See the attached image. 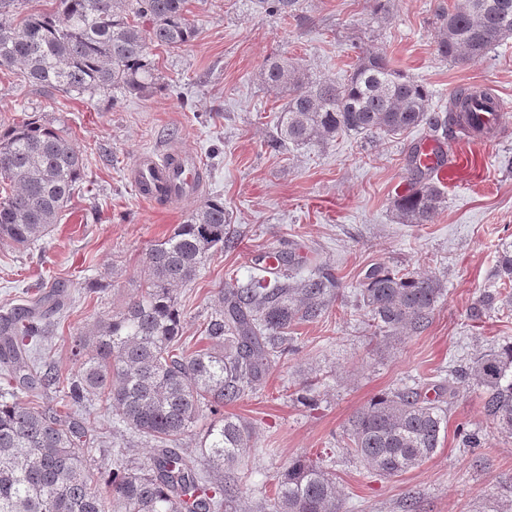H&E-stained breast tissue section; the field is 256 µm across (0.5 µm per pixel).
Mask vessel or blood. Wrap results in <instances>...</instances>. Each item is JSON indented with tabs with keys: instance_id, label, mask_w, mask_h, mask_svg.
I'll use <instances>...</instances> for the list:
<instances>
[{
	"instance_id": "vessel-or-blood-1",
	"label": "vessel or blood",
	"mask_w": 512,
	"mask_h": 512,
	"mask_svg": "<svg viewBox=\"0 0 512 512\" xmlns=\"http://www.w3.org/2000/svg\"><path fill=\"white\" fill-rule=\"evenodd\" d=\"M506 106L499 95L488 94L477 99L470 111L462 117L463 137L475 148L494 142L496 133L504 124ZM472 157L459 153L454 161L442 164L437 158V147L430 142L419 146L418 162L421 168L431 170L438 182L453 181L456 174L469 171ZM204 172L200 164L188 153L170 149L162 153L142 154L129 169V178L139 196L154 200L155 190L165 187L169 205L197 195L203 187Z\"/></svg>"
}]
</instances>
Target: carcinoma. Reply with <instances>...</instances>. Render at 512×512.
<instances>
[{
	"label": "carcinoma",
	"instance_id": "obj_1",
	"mask_svg": "<svg viewBox=\"0 0 512 512\" xmlns=\"http://www.w3.org/2000/svg\"><path fill=\"white\" fill-rule=\"evenodd\" d=\"M57 10L0 22V70L21 71L36 86L64 94L121 89L142 95L159 87L150 48H178L198 31L187 0H58ZM282 18H296L298 0H264ZM150 22L149 29L129 15ZM438 55L450 61L485 57L512 38V0H460L438 14ZM264 83L283 100L268 147L279 151L341 134L400 135L428 125L450 138L460 126L454 109L430 111L427 88L385 56L364 52L342 85L311 79L286 57L269 61ZM83 154L62 131L38 119L0 128V244L27 247L44 237L85 179ZM408 193L394 201L407 224H429L443 208L439 184L413 167ZM230 242L224 203L207 200L148 249L145 288L117 312L69 338L79 370L64 380L34 354L51 335V317L66 304L58 288L46 310L19 308L0 316V512H239L243 450L253 429L224 414V405L254 389L286 353L288 330L321 316L336 282L300 279L281 258L271 275L220 291V306L202 323L201 345L180 343L177 288ZM493 277L502 287L481 308H512V243L503 245ZM444 288L439 279L371 267L357 288L358 307L375 332L396 338L425 326ZM467 375L483 389L485 417L512 434V344L485 354ZM28 402L19 400L20 395ZM105 399L114 433L149 448L143 463L113 449L112 476L101 490L88 473L94 439L81 407ZM199 451L179 448L199 424ZM446 417L416 389L383 394L361 408L346 430L352 456L386 476L418 467L441 444ZM274 493L258 512H340L335 478L307 456L272 476Z\"/></svg>",
	"mask_w": 512,
	"mask_h": 512
}]
</instances>
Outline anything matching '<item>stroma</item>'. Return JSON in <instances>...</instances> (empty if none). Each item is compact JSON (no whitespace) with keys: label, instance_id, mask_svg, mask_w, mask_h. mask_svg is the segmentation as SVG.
I'll use <instances>...</instances> for the list:
<instances>
[{"label":"stroma","instance_id":"35a3bbf8","mask_svg":"<svg viewBox=\"0 0 512 512\" xmlns=\"http://www.w3.org/2000/svg\"><path fill=\"white\" fill-rule=\"evenodd\" d=\"M453 2L386 0L376 12L367 0H300L298 19L287 21L258 0H188L198 37L178 49L151 48L163 86L143 96L119 89L65 95L0 71V126L39 118L63 130L87 160L86 181L41 241L0 245V311L35 303L58 284L67 291L46 350L63 374L77 371L70 334L138 294L148 249L197 203L191 197L172 211L141 199L128 179L141 153L176 147L197 154L205 195L223 202L235 236L233 247L212 255L176 292L186 346H198L220 290L247 283L264 253L295 254L298 277L336 279L322 317L292 327L294 351L261 386L224 407L255 430L239 469L242 512L270 494L276 470L318 454L336 478L342 512H512V435L486 420L481 388L458 376L474 358L512 343V311L477 308L480 295L496 289L491 274L503 242L512 241V112L496 141L475 156L471 178L445 186L446 206L430 224L398 217L396 188L411 177L413 146L441 140L452 156L463 148L460 139L446 141L421 126L394 137L340 135L279 153L266 145L282 101L264 87L261 72L282 55L312 78L340 83L361 51L374 50L426 85L430 108L440 114L471 85L512 104V38L465 64L438 56V10ZM378 264L443 283L424 329L373 338L355 292ZM92 279L103 289L88 291ZM302 386L311 388L316 407L294 400ZM406 387L436 398L447 428L431 458L385 477L346 454L345 429L373 397ZM83 413L98 434L87 468L102 481L121 444L112 436V410L94 400ZM462 426L479 431L484 447H463Z\"/></svg>","mask_w":512,"mask_h":512}]
</instances>
